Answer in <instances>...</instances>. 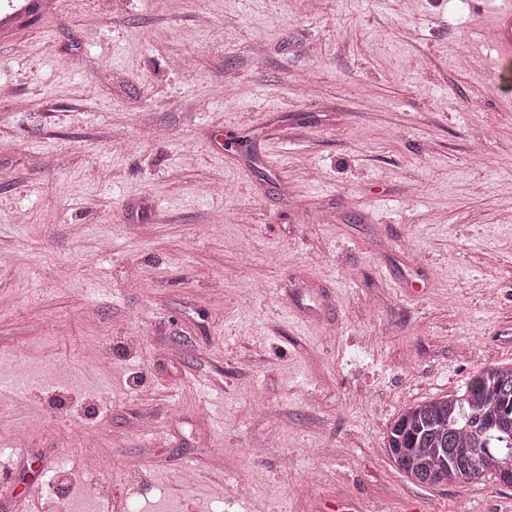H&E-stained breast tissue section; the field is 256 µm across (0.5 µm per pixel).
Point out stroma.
Returning a JSON list of instances; mask_svg holds the SVG:
<instances>
[{"mask_svg": "<svg viewBox=\"0 0 512 512\" xmlns=\"http://www.w3.org/2000/svg\"><path fill=\"white\" fill-rule=\"evenodd\" d=\"M489 22L59 0L0 42V512H55L53 478L68 512H512L386 451L407 406L512 364Z\"/></svg>", "mask_w": 512, "mask_h": 512, "instance_id": "35a3bbf8", "label": "stroma"}]
</instances>
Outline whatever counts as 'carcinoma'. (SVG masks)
<instances>
[{
  "instance_id": "obj_1",
  "label": "carcinoma",
  "mask_w": 512,
  "mask_h": 512,
  "mask_svg": "<svg viewBox=\"0 0 512 512\" xmlns=\"http://www.w3.org/2000/svg\"><path fill=\"white\" fill-rule=\"evenodd\" d=\"M387 452L414 484L468 485L487 473L512 487V367H485L461 395L407 408Z\"/></svg>"
}]
</instances>
